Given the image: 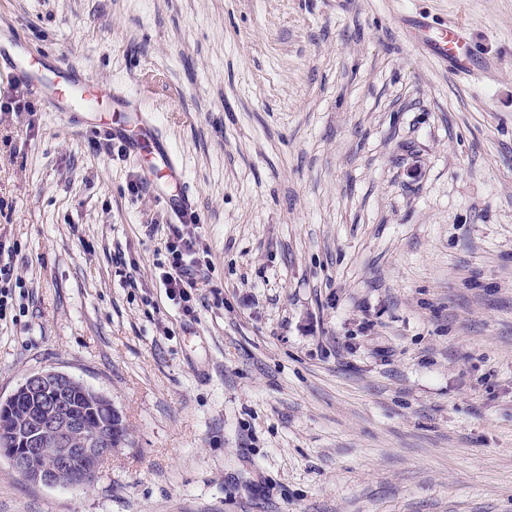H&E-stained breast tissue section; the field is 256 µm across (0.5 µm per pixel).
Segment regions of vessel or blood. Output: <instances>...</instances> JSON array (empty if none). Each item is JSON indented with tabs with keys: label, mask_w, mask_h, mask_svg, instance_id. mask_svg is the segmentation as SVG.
<instances>
[{
	"label": "vessel or blood",
	"mask_w": 512,
	"mask_h": 512,
	"mask_svg": "<svg viewBox=\"0 0 512 512\" xmlns=\"http://www.w3.org/2000/svg\"><path fill=\"white\" fill-rule=\"evenodd\" d=\"M407 26L419 46L456 72L474 71L476 53L460 27H436L423 20ZM0 73L24 86L44 109L58 113L69 128L102 135L126 154L148 156L153 163L150 184L164 211L182 224L199 221L183 163L141 100L102 85L88 70L37 47L10 26L0 28ZM130 112L136 114V124L126 122Z\"/></svg>",
	"instance_id": "vessel-or-blood-1"
}]
</instances>
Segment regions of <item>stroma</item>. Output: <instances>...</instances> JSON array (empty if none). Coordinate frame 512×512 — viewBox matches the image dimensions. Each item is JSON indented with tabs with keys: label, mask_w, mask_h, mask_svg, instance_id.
I'll return each mask as SVG.
<instances>
[{
	"label": "stroma",
	"mask_w": 512,
	"mask_h": 512,
	"mask_svg": "<svg viewBox=\"0 0 512 512\" xmlns=\"http://www.w3.org/2000/svg\"><path fill=\"white\" fill-rule=\"evenodd\" d=\"M406 14L469 29L491 71ZM4 23L144 99L214 271L185 320L143 232L167 216L129 190L147 160L0 116L29 292L0 398L53 368L128 429L75 489L0 458V512H512V0H0ZM406 25L419 46L456 72L470 74L474 71L476 53L460 27H436L423 20H407Z\"/></svg>",
	"instance_id": "35a3bbf8"
}]
</instances>
